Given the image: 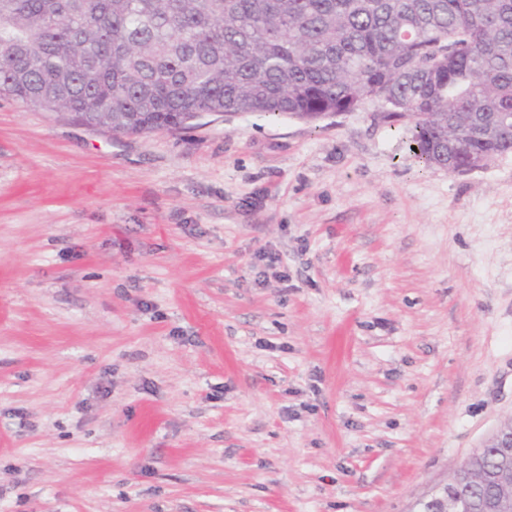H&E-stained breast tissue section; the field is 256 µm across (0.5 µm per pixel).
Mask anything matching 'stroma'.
I'll use <instances>...</instances> for the list:
<instances>
[{"label":"stroma","mask_w":512,"mask_h":512,"mask_svg":"<svg viewBox=\"0 0 512 512\" xmlns=\"http://www.w3.org/2000/svg\"><path fill=\"white\" fill-rule=\"evenodd\" d=\"M408 144L0 97V512H422L512 418V152Z\"/></svg>","instance_id":"stroma-1"}]
</instances>
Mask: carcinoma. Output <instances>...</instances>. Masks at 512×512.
Here are the masks:
<instances>
[{
	"label": "carcinoma",
	"mask_w": 512,
	"mask_h": 512,
	"mask_svg": "<svg viewBox=\"0 0 512 512\" xmlns=\"http://www.w3.org/2000/svg\"><path fill=\"white\" fill-rule=\"evenodd\" d=\"M114 133L374 106L428 167L512 151V0H0V95Z\"/></svg>",
	"instance_id": "1"
}]
</instances>
